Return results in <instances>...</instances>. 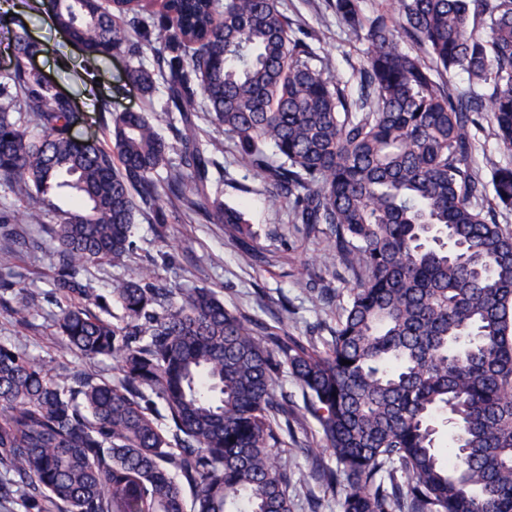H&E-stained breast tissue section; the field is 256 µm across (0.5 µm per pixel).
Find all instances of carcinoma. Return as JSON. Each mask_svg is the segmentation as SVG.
Returning a JSON list of instances; mask_svg holds the SVG:
<instances>
[{"mask_svg": "<svg viewBox=\"0 0 512 512\" xmlns=\"http://www.w3.org/2000/svg\"><path fill=\"white\" fill-rule=\"evenodd\" d=\"M49 5L88 63L121 54L146 94L164 86L181 167L146 112L112 114L104 146L66 136L70 100L29 66L27 29L12 30L0 187L34 219L49 193L72 197L50 229L69 301L56 328L66 347L115 361L117 379L55 372L0 344V501L17 488L25 512H292L290 408L273 389L286 367L336 458L315 473L341 512H512V229L495 215L512 209V165L488 184L469 166L478 115L512 151V0H399L394 22L335 0L369 44L352 93L279 0ZM454 71L477 91L457 92L444 78ZM202 110L288 199L291 223L330 231L324 260L353 287L325 350L263 337L213 289L165 288L148 267L95 297L122 310L120 324L83 304L88 267L135 252L137 216L161 189L229 237H253L208 191ZM14 223L0 209L7 249ZM9 311L22 331L36 315L27 302Z\"/></svg>", "mask_w": 512, "mask_h": 512, "instance_id": "carcinoma-1", "label": "carcinoma"}]
</instances>
